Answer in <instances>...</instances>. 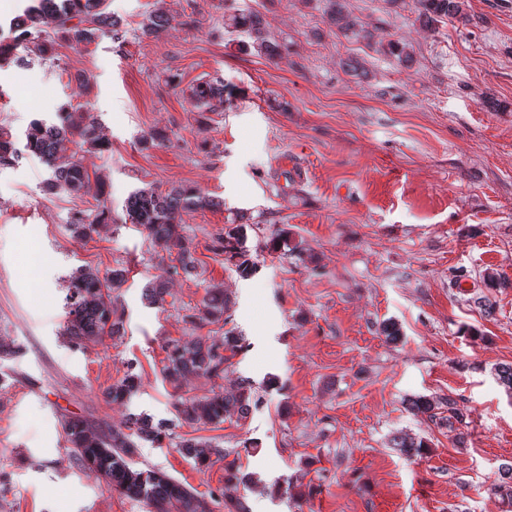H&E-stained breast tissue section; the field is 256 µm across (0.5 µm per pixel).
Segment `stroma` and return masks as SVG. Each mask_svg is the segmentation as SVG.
Returning <instances> with one entry per match:
<instances>
[{
	"instance_id": "1",
	"label": "stroma",
	"mask_w": 512,
	"mask_h": 512,
	"mask_svg": "<svg viewBox=\"0 0 512 512\" xmlns=\"http://www.w3.org/2000/svg\"><path fill=\"white\" fill-rule=\"evenodd\" d=\"M343 3L351 33L330 25L328 0H108L121 38L85 48L59 38L44 60L20 46L0 68V127L16 139L68 101L109 141L78 152L91 181L77 197L47 191L37 156L0 166V343L13 351L0 356V512H147L77 465L62 421L174 419L168 344L228 327L245 348L222 389L250 380L259 404L175 435L224 448L250 483L225 486L223 462L201 471L169 444L142 443L137 468L244 498L250 512H504L491 486L512 462V397L495 375L512 364V0H469L467 25L425 23L416 0ZM157 9L172 23L143 36ZM236 10L262 16L278 55L240 50L224 28ZM205 81L227 88L218 111L189 99ZM155 129L167 142L143 148ZM149 186L219 201L183 212L197 273L173 279L160 307L142 294L162 259L124 212ZM101 205L111 223L72 237L74 214ZM237 224L258 266L248 277L213 248ZM282 232L311 261L266 249ZM34 262L29 282L20 272ZM85 264L125 269L112 295L125 334L78 350L63 335L66 277ZM491 271L506 280L485 287ZM209 286L230 294L229 320L197 330L185 317ZM388 321L397 341L382 332ZM130 368L137 393L107 401ZM419 396L439 402L437 419L409 410ZM450 396L465 424L449 425ZM399 434L425 440L427 454L393 448Z\"/></svg>"
}]
</instances>
